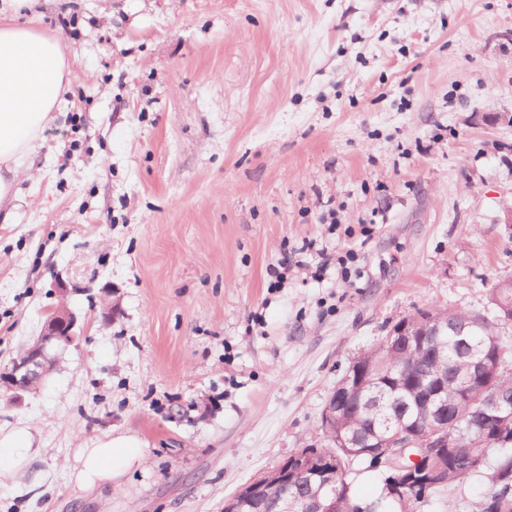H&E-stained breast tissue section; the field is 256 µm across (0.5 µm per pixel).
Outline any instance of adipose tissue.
Instances as JSON below:
<instances>
[{
    "mask_svg": "<svg viewBox=\"0 0 512 512\" xmlns=\"http://www.w3.org/2000/svg\"><path fill=\"white\" fill-rule=\"evenodd\" d=\"M30 0H0V209L17 198L18 175L39 148L70 86L68 60L57 36L14 17ZM38 451L28 428L0 431V487L18 484ZM144 450L131 434L105 435L79 449L70 481L90 490L118 481L140 465Z\"/></svg>",
    "mask_w": 512,
    "mask_h": 512,
    "instance_id": "1",
    "label": "adipose tissue"
}]
</instances>
